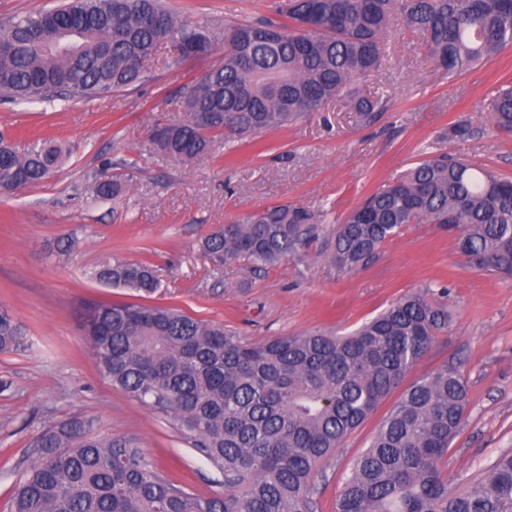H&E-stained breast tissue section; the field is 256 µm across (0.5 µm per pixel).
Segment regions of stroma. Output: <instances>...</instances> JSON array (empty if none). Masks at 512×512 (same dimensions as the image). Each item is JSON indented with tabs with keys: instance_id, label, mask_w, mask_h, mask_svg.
Wrapping results in <instances>:
<instances>
[{
	"instance_id": "1",
	"label": "stroma",
	"mask_w": 512,
	"mask_h": 512,
	"mask_svg": "<svg viewBox=\"0 0 512 512\" xmlns=\"http://www.w3.org/2000/svg\"><path fill=\"white\" fill-rule=\"evenodd\" d=\"M189 26L270 15V0H168ZM212 53L177 62L162 44L143 85L87 101H0V134L26 145L50 139L72 153L42 183L0 193V306L27 328L32 345L0 354V512H9L16 482L36 453L40 431L74 415L100 434L131 438L174 481L193 492L224 494V475L202 458L168 415L112 386L83 332L94 303L136 302L134 291L94 279L116 260L148 261L162 280L156 306L223 325L247 343L313 331L347 334L403 295L426 292L452 321L410 379L456 367L468 390L464 423L448 451V488L487 475L512 453V278L480 271L456 248L453 233L410 224L365 268L341 273L318 247L306 262L253 271L245 261L217 268L200 239L215 226L277 203L322 211L320 231L341 223L380 184L424 157L448 151L512 176V135L498 132L486 110L512 82V46L479 69L448 75L428 60L421 39L399 31L388 61L362 84L389 99L388 112L359 122L334 100L296 123L257 138L230 139L211 155L183 163L152 151L157 122H181L182 90L220 61ZM459 122L473 128L446 140ZM125 175L119 200H93L101 174ZM398 399L390 394L350 434L315 476L318 512H335L349 461L368 448Z\"/></svg>"
}]
</instances>
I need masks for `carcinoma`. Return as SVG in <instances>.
<instances>
[{
	"instance_id": "obj_1",
	"label": "carcinoma",
	"mask_w": 512,
	"mask_h": 512,
	"mask_svg": "<svg viewBox=\"0 0 512 512\" xmlns=\"http://www.w3.org/2000/svg\"><path fill=\"white\" fill-rule=\"evenodd\" d=\"M282 17L229 24L219 64L182 93L188 112L211 121L165 124L153 141L181 162L212 153L217 138L252 136L347 98L364 123L388 101L357 82L382 68L394 28L420 34L427 58L450 74L512 45V0H278ZM48 12L0 25V98L92 99L149 80L140 58L163 41L181 47L206 26H187L163 0H62ZM72 39L57 47L60 36ZM495 128L512 131V85L487 104ZM70 154L50 141L16 149L0 142V186L36 185ZM120 176L91 186L96 200L121 197ZM318 215L275 204L212 229L202 251L218 266L257 270L304 261ZM409 224L459 232L458 249L493 275H512V178L452 153L429 156L384 183L328 233L336 269L365 266ZM95 278L149 298L162 288L147 262L107 263ZM87 339L102 373L131 397L169 414L195 450L224 473V496L191 493L138 446L100 435L73 417L46 428L16 484L11 512H314L315 473L399 387L400 399L370 446L342 477L336 512H512V454L459 492L443 462L459 432L467 391L445 366L403 385L448 328V310L409 293L347 336L310 333L262 344L170 308L101 303L88 309ZM31 345L0 308V353Z\"/></svg>"
}]
</instances>
